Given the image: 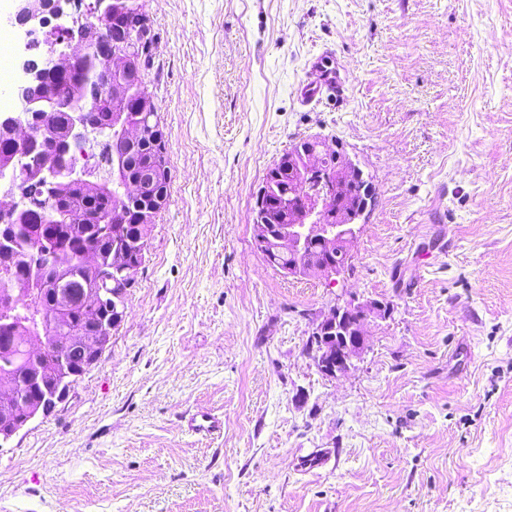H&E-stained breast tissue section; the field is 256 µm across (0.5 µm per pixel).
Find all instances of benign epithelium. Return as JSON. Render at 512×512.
Here are the masks:
<instances>
[{
  "label": "benign epithelium",
  "mask_w": 512,
  "mask_h": 512,
  "mask_svg": "<svg viewBox=\"0 0 512 512\" xmlns=\"http://www.w3.org/2000/svg\"><path fill=\"white\" fill-rule=\"evenodd\" d=\"M11 2L8 21L23 36L24 54L13 89L15 107L10 112L0 113V134L13 146L9 154L0 158V188L3 189L0 241L10 237L13 224L21 214L15 193L19 181L37 187L43 196L53 200L68 194L75 186L92 194L98 193L101 180L79 166L75 155L76 148L85 146L88 134H100L92 116L96 105L106 104L114 109L115 127L123 140L149 144L147 165L153 175L171 176L164 141L158 133L161 125L155 117L152 94L148 89H142L135 106V111L151 120L143 122L136 116L131 118L125 109L129 89L140 85L144 54L157 49L148 22H143V26L135 31L126 29L124 24V13L128 9L145 13L143 3L140 0H94L89 4L86 21L75 27L68 25L67 5L71 0ZM54 21L65 32L63 50L51 46L53 42L60 43L58 39H39L42 29ZM43 43L49 45L45 51L41 50ZM49 76L69 77L71 84L79 90L80 101L64 117L56 100L46 93ZM311 143L313 147L309 150L298 157H290V163L300 167L302 178L288 194L289 223L279 228L278 247L296 258V262L282 274L292 277L321 275L328 284L336 285L344 267L330 258L315 264L307 262L305 247L308 242L319 239L329 250L349 254L356 238L357 222L364 219L368 201L352 203L348 189L354 180L363 176V172L340 145L336 146V166H325L321 155L331 148L319 137ZM90 220L98 223L112 221V207L86 216L67 215L63 223L85 224ZM270 221L271 215L265 210L255 217L254 239L260 251L266 243L264 225ZM126 234L123 225L112 228L110 238L114 245L107 266L99 263L94 247L84 248L83 254L89 259V275L70 274L68 278L73 281V288L66 293L52 292L51 306L59 312L75 310L97 319L104 309L112 308V325L97 326L90 335L77 337L79 346L84 349L80 372L62 366L51 381L54 400L37 404L21 392L13 373L0 374V383L6 386L0 402L12 407L16 413L9 424L0 425V444L8 442L38 416L54 410L65 400L80 375L95 365L108 347L113 328L121 324L126 314L125 304L115 301L116 294L108 283L115 278L131 285L138 269V264L130 259V253L117 246ZM72 243L73 239L68 235L49 234L45 238L47 251L43 255L67 250ZM393 310L391 304L386 306L372 299L360 301L352 297L314 320L306 352L317 371L330 378L347 373L352 361L361 358L367 350L365 326L368 317L385 319Z\"/></svg>",
  "instance_id": "obj_1"
}]
</instances>
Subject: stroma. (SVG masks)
I'll return each instance as SVG.
<instances>
[{
    "label": "stroma",
    "instance_id": "35a3bbf8",
    "mask_svg": "<svg viewBox=\"0 0 512 512\" xmlns=\"http://www.w3.org/2000/svg\"><path fill=\"white\" fill-rule=\"evenodd\" d=\"M144 4L169 197L99 362L0 449V512H512V0ZM314 135L377 193L334 288L253 237ZM353 296L396 309L324 377L311 324ZM222 427V421L208 412H197L188 421V429L195 434H212Z\"/></svg>",
    "mask_w": 512,
    "mask_h": 512
}]
</instances>
